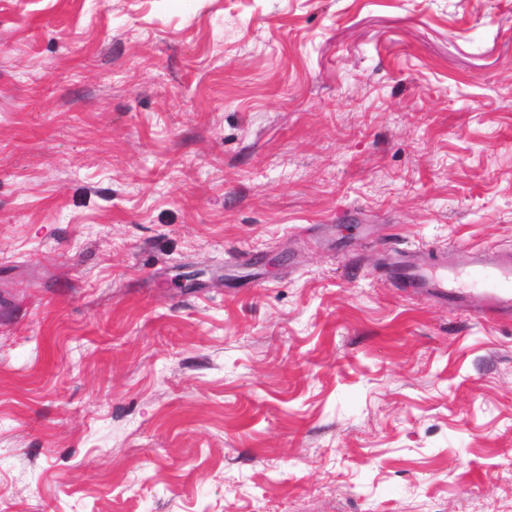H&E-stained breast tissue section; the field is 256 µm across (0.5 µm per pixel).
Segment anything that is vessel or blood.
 Returning <instances> with one entry per match:
<instances>
[{"instance_id":"1","label":"vessel or blood","mask_w":512,"mask_h":512,"mask_svg":"<svg viewBox=\"0 0 512 512\" xmlns=\"http://www.w3.org/2000/svg\"><path fill=\"white\" fill-rule=\"evenodd\" d=\"M468 277L482 288L486 308L493 314L512 313V257L488 260L485 253L474 252L467 274L447 264L429 265L418 251L409 250L396 257V278L400 285L417 293L440 299L459 298L461 277Z\"/></svg>"}]
</instances>
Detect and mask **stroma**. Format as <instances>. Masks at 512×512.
<instances>
[{
	"mask_svg": "<svg viewBox=\"0 0 512 512\" xmlns=\"http://www.w3.org/2000/svg\"><path fill=\"white\" fill-rule=\"evenodd\" d=\"M402 247L512 254V0H0V512H512Z\"/></svg>",
	"mask_w": 512,
	"mask_h": 512,
	"instance_id": "1",
	"label": "stroma"
}]
</instances>
